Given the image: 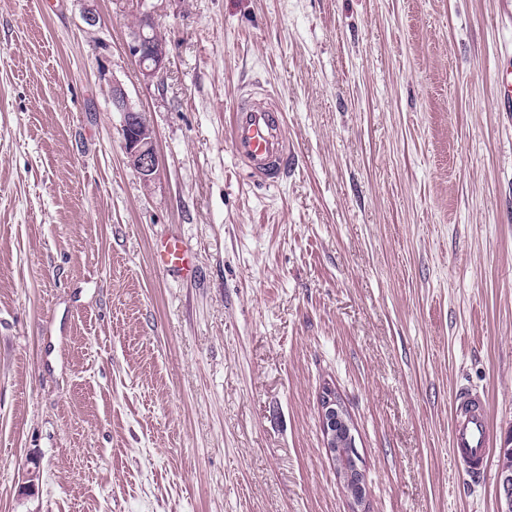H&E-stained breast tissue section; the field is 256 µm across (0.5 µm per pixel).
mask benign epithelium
I'll return each mask as SVG.
<instances>
[{"label": "benign epithelium", "instance_id": "7a95c632", "mask_svg": "<svg viewBox=\"0 0 512 512\" xmlns=\"http://www.w3.org/2000/svg\"><path fill=\"white\" fill-rule=\"evenodd\" d=\"M139 22L129 34L126 43L128 55L138 64L141 74L148 80L159 79L166 69L165 45L155 41L149 0H136ZM112 104L123 114L121 132L127 163L144 182L151 181L159 168L155 146V131L147 113L135 109L118 85L112 86ZM321 432L327 459L333 463L341 484L346 487V497L351 512H362L365 503L366 483L359 466L360 456L353 433V423L334 388L327 386L319 396ZM499 500L505 503L503 512H512V467L505 466L497 474Z\"/></svg>", "mask_w": 512, "mask_h": 512}]
</instances>
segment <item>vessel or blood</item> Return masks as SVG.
<instances>
[{
    "label": "vessel or blood",
    "instance_id": "obj_1",
    "mask_svg": "<svg viewBox=\"0 0 512 512\" xmlns=\"http://www.w3.org/2000/svg\"><path fill=\"white\" fill-rule=\"evenodd\" d=\"M496 105L512 112V59L499 69ZM225 138L241 170L258 186H279L288 176L291 150L286 120L268 91H243L225 123ZM160 269L181 277L193 270L178 238L170 237L157 247ZM452 450L459 467L468 476H482L491 458V428L487 404L471 391L456 392L452 402Z\"/></svg>",
    "mask_w": 512,
    "mask_h": 512
}]
</instances>
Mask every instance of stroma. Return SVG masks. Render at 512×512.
Returning a JSON list of instances; mask_svg holds the SVG:
<instances>
[{"instance_id": "35a3bbf8", "label": "stroma", "mask_w": 512, "mask_h": 512, "mask_svg": "<svg viewBox=\"0 0 512 512\" xmlns=\"http://www.w3.org/2000/svg\"><path fill=\"white\" fill-rule=\"evenodd\" d=\"M164 80L126 50L134 0H0V512H498L512 448V121L494 108L512 0H151ZM93 9L98 22L83 18ZM277 92L278 187L224 141ZM120 86L160 166L127 163ZM181 239L192 278L160 270ZM495 450L455 464L459 388ZM320 426L327 459L333 463L351 512H360L366 499V483L359 466L360 456L353 433V423L334 388L324 387L319 396ZM338 460V462L336 461Z\"/></svg>"}]
</instances>
